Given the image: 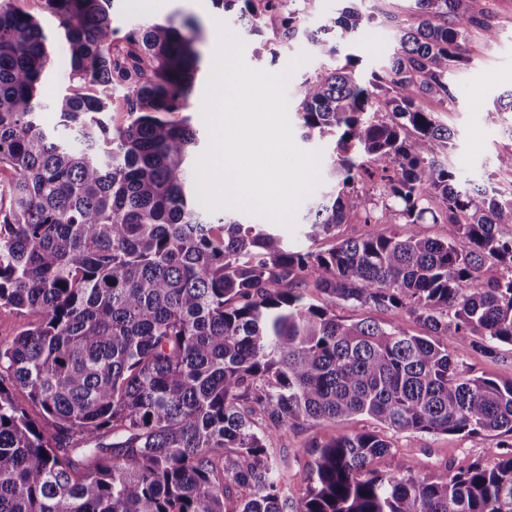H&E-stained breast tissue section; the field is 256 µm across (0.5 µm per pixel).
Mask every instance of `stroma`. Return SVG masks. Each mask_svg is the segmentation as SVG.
Listing matches in <instances>:
<instances>
[{"mask_svg": "<svg viewBox=\"0 0 512 512\" xmlns=\"http://www.w3.org/2000/svg\"><path fill=\"white\" fill-rule=\"evenodd\" d=\"M469 12L486 17L497 32L496 39H486L482 29H471L466 38L467 64L455 69L451 75L456 100L445 103L428 96L424 106L434 112L438 122L453 133V145L441 154L443 163L456 170L462 182L512 192V169L500 167L499 155L512 151V112L494 113L496 98L512 91V0H466ZM23 7L35 15L50 38L56 58L53 70L47 75L41 89V119L46 127H53L59 120L52 109L54 97L69 85L68 67L59 42V21L43 7V0H24ZM362 8L374 15V22L361 31L347 45V52L360 56L356 71L361 79L372 73L388 70L397 44L400 29L416 26L418 16L413 0H364ZM110 15L114 25L128 26L146 22L183 17H197L209 39H217L218 24H225L245 44L246 62L254 68L277 72L301 54L307 55L302 65L289 81L288 94H296L299 84L320 71L324 62L314 56L309 45L292 43L278 46L269 52L265 37L242 32L234 12H226L212 0H160L154 12H145L137 0H112ZM213 54L205 52L196 75L193 89L185 110L186 117L197 130L198 141L194 156H201L209 143L208 128L201 116V106L212 69ZM459 363L464 374L483 376L501 383L512 381V347H500L496 356L490 357L474 351L461 353ZM373 420L356 417L336 424L305 426L289 433L285 447L293 448L314 441L325 442L330 438L373 428ZM385 437L392 444L390 455L378 459V470L387 471L395 465L412 470H424L426 475L439 477L468 468L474 464L493 465L501 450L498 437L479 435H431L386 431Z\"/></svg>", "mask_w": 512, "mask_h": 512, "instance_id": "obj_1", "label": "stroma"}]
</instances>
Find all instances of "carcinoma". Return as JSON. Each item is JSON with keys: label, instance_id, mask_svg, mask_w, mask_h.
Segmentation results:
<instances>
[{"label": "carcinoma", "instance_id": "cac0c4a2", "mask_svg": "<svg viewBox=\"0 0 512 512\" xmlns=\"http://www.w3.org/2000/svg\"><path fill=\"white\" fill-rule=\"evenodd\" d=\"M21 2L0 3V311L33 320L0 337V512H512V382L458 361L512 346V194L460 185L439 160L453 133L422 104L455 101L468 29L493 28L465 0H414L420 22L363 85L356 56L340 57L372 21L363 10L311 30L313 0H213L247 34L269 27L331 62L297 90L302 126L337 137L307 238H336L349 208L389 225L301 252L269 224L195 206L196 131L175 116L205 45L196 19L123 32L112 0H45L71 83L47 129L37 96L53 57ZM429 216L444 238L421 235ZM307 281L320 300L300 293ZM340 302L414 315L425 332L343 320ZM357 416L491 433L506 452L433 479L375 469L391 454L377 430L274 446ZM300 451L312 463L297 489Z\"/></svg>", "mask_w": 512, "mask_h": 512}]
</instances>
